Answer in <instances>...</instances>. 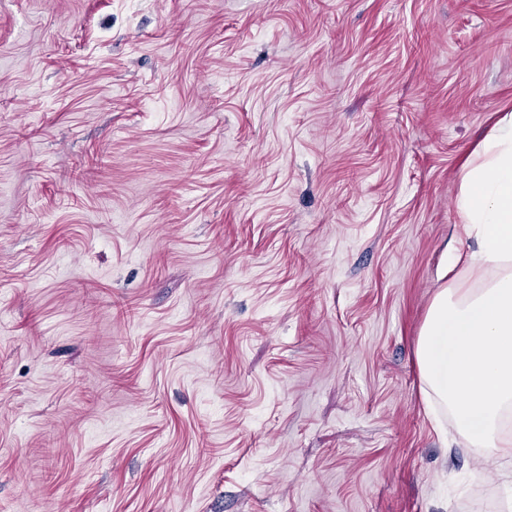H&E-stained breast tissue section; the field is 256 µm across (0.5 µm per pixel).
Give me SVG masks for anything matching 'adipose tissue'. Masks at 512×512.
I'll list each match as a JSON object with an SVG mask.
<instances>
[{
    "label": "adipose tissue",
    "instance_id": "1",
    "mask_svg": "<svg viewBox=\"0 0 512 512\" xmlns=\"http://www.w3.org/2000/svg\"><path fill=\"white\" fill-rule=\"evenodd\" d=\"M473 250L435 294L416 349L422 391L476 448L512 454V114L464 162L456 199Z\"/></svg>",
    "mask_w": 512,
    "mask_h": 512
}]
</instances>
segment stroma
I'll return each instance as SVG.
<instances>
[{
  "mask_svg": "<svg viewBox=\"0 0 512 512\" xmlns=\"http://www.w3.org/2000/svg\"><path fill=\"white\" fill-rule=\"evenodd\" d=\"M512 0H0V512H506L417 340Z\"/></svg>",
  "mask_w": 512,
  "mask_h": 512,
  "instance_id": "35a3bbf8",
  "label": "stroma"
}]
</instances>
